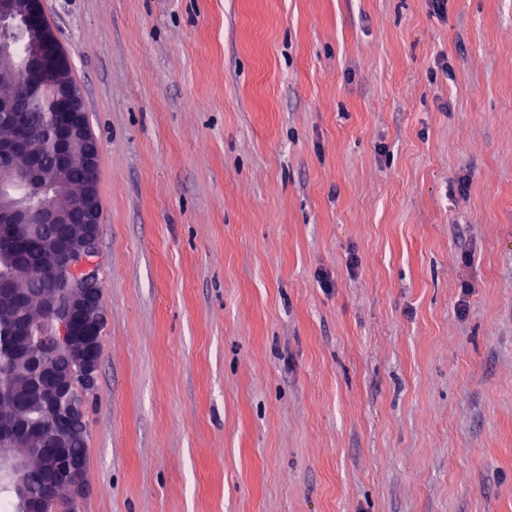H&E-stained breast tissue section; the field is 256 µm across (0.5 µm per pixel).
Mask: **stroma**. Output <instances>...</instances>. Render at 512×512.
Masks as SVG:
<instances>
[{
    "label": "stroma",
    "instance_id": "stroma-1",
    "mask_svg": "<svg viewBox=\"0 0 512 512\" xmlns=\"http://www.w3.org/2000/svg\"><path fill=\"white\" fill-rule=\"evenodd\" d=\"M100 146L82 512H512V0H42Z\"/></svg>",
    "mask_w": 512,
    "mask_h": 512
}]
</instances>
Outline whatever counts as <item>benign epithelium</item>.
Here are the masks:
<instances>
[{
  "mask_svg": "<svg viewBox=\"0 0 512 512\" xmlns=\"http://www.w3.org/2000/svg\"><path fill=\"white\" fill-rule=\"evenodd\" d=\"M0 23L19 24L27 32L22 60L11 43L0 42V77L15 83L0 92V174L8 172L37 194L59 188L39 205L0 195V309L24 312L0 328V348L34 373V398L50 427L49 445H35L37 434L24 423L0 429V489L21 503L22 512H45L44 499L29 492V462L39 464V478L49 492L82 488L85 462L72 452V410L67 393L74 371L94 384L100 360V327L105 321L95 270L101 205L98 195L100 148L88 138L86 106L73 76L69 55L59 46L46 21L41 0H0ZM43 103L50 112L46 139L57 150L58 164L42 168L29 123V109ZM42 224L58 235L47 243L48 275L34 300L18 287L25 278L20 262L22 238ZM52 324L38 345L31 342V311Z\"/></svg>",
  "mask_w": 512,
  "mask_h": 512,
  "instance_id": "benign-epithelium-1",
  "label": "benign epithelium"
}]
</instances>
